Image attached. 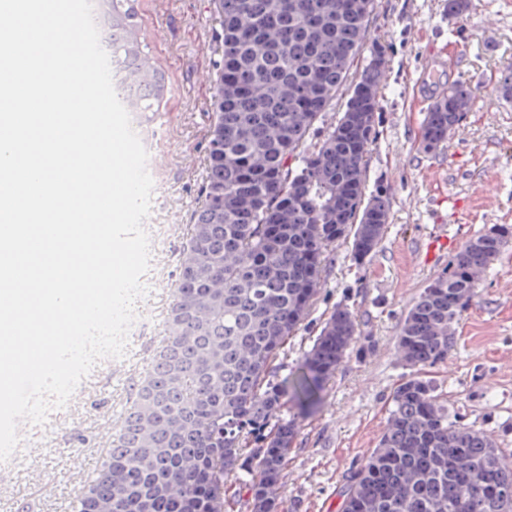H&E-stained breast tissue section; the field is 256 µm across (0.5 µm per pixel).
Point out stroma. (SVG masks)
I'll return each mask as SVG.
<instances>
[{
	"mask_svg": "<svg viewBox=\"0 0 512 512\" xmlns=\"http://www.w3.org/2000/svg\"><path fill=\"white\" fill-rule=\"evenodd\" d=\"M445 0H376L372 38L386 47L387 80L375 114L366 185L387 190L391 211L375 252L356 262L339 241L323 265L309 315L275 361L294 380L325 319L345 307L358 331L313 406L287 393L300 433L277 487L282 512H338L344 475L376 448L392 396L412 370L400 358V326L413 302L470 240L512 229V99L493 82L512 65V0H471L450 18ZM141 32L168 91L163 123L143 126L153 179L146 232L151 263L122 358L100 360L70 404L44 424L20 422V442L0 462V512H57L95 473L128 389L164 336L178 258L206 177L214 63L222 28L208 0H136ZM471 85L475 105L441 149L422 145L431 103L449 84ZM448 357L425 371L451 420L491 436L512 462V236L478 282L455 323Z\"/></svg>",
	"mask_w": 512,
	"mask_h": 512,
	"instance_id": "stroma-1",
	"label": "stroma"
}]
</instances>
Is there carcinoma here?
<instances>
[{"label": "carcinoma", "mask_w": 512, "mask_h": 512, "mask_svg": "<svg viewBox=\"0 0 512 512\" xmlns=\"http://www.w3.org/2000/svg\"><path fill=\"white\" fill-rule=\"evenodd\" d=\"M210 2L222 49L207 172L167 336L72 512H224L229 495L247 497L251 512H279L275 489L299 424L284 414L274 362L312 305L336 225L361 262L388 223V193L366 192L386 78L382 44L361 59L375 0ZM97 3L125 107L143 122L164 98L165 77L148 66L134 0ZM343 90L345 109L329 123ZM496 91L512 96V68L499 72ZM474 99L460 81L430 105L426 150L444 144ZM503 243L495 229L470 241L410 308L398 352L416 372L394 392L378 448L345 474L341 512H512V464L490 436L450 421L422 375L454 347L453 324ZM356 333L352 312L330 313L293 382L302 401H313ZM239 471L248 478L228 487Z\"/></svg>", "instance_id": "1"}]
</instances>
